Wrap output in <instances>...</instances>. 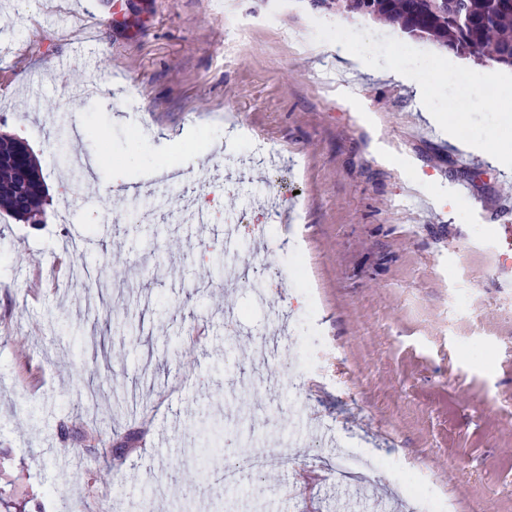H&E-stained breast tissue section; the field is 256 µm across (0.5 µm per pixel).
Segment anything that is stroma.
Returning <instances> with one entry per match:
<instances>
[{"mask_svg": "<svg viewBox=\"0 0 512 512\" xmlns=\"http://www.w3.org/2000/svg\"><path fill=\"white\" fill-rule=\"evenodd\" d=\"M112 2L0 0V130L48 191L42 223L0 211V487L26 512L103 488L136 512L154 487L179 512L174 471L202 468L215 512L226 467L284 448L231 512H415L412 480L445 512H512V71L307 0H125L119 23ZM252 138L268 155L241 165ZM244 204L240 261L282 271L264 286L211 269ZM104 376L108 420L79 404ZM341 448L389 468L331 479Z\"/></svg>", "mask_w": 512, "mask_h": 512, "instance_id": "obj_1", "label": "stroma"}]
</instances>
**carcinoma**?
I'll list each match as a JSON object with an SVG mask.
<instances>
[{
    "label": "carcinoma",
    "mask_w": 512,
    "mask_h": 512,
    "mask_svg": "<svg viewBox=\"0 0 512 512\" xmlns=\"http://www.w3.org/2000/svg\"><path fill=\"white\" fill-rule=\"evenodd\" d=\"M319 12L339 17H369L395 24L408 35L429 41L476 64L491 61L512 69V0H309ZM37 181L25 188L28 197L38 196L37 208L45 194H35L43 176L33 155L26 156ZM19 168H0V210L23 221H31L29 207L20 206L18 195L9 191Z\"/></svg>",
    "instance_id": "carcinoma-1"
}]
</instances>
